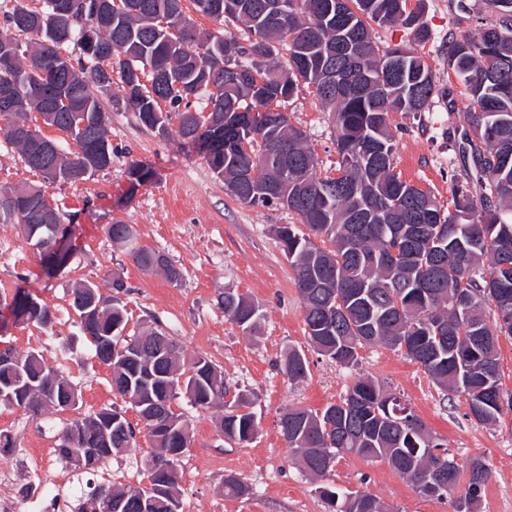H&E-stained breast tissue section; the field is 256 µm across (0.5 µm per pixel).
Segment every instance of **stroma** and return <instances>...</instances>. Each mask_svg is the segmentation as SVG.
<instances>
[{"label":"stroma","mask_w":512,"mask_h":512,"mask_svg":"<svg viewBox=\"0 0 512 512\" xmlns=\"http://www.w3.org/2000/svg\"><path fill=\"white\" fill-rule=\"evenodd\" d=\"M422 8L428 40L416 41L404 28H379L375 42L383 51L398 45L417 52L437 84L459 94L452 110L439 100L418 116L390 115L397 141L396 172L444 202L450 195L451 174L473 168L471 157L461 152L469 126L460 97L464 87L448 67V37L478 35L487 24L498 22L500 14L495 0H423ZM286 110L318 158V175H335L333 124L312 90L301 88ZM108 130L111 168L75 184L42 183L0 131V191L43 184L72 231L70 263L49 277L18 226L0 223V349L18 355L39 352L77 387L81 412L114 406L125 409L131 423H138L136 412L126 409L113 392L111 370L96 357L70 306L71 283L88 280L106 294L118 272L128 286L122 297L128 332L154 322L179 341L186 355L207 356L227 386L248 392L259 423L256 438L240 444L219 432L216 422L222 408L197 409L184 396L174 400L176 412L187 416L193 431L179 467L183 512H328L319 493L323 485L344 494L370 493L387 512H456L459 493L444 499L423 496L383 461L346 454L318 482L300 472L280 432L281 413L292 407L322 409L340 400L360 377L373 378L400 394L459 463L477 458L485 464L489 479L478 512H512L511 406H504L496 423L481 424L469 417L463 395L443 394L400 352L367 345L360 348L358 363L351 368L317 354L305 333L293 269L276 236L278 226L299 224V217L282 207L242 204L211 172L202 150L157 136L131 110L109 112ZM136 162L150 171L149 179L139 184L129 175ZM115 220L135 225L142 245L167 255L180 270V281L172 284L141 271L108 236L107 227ZM20 285L55 310L52 330L14 318L7 302ZM228 291L261 305L258 333H243L225 316L218 298ZM292 348L309 361L306 378L297 382L288 380L280 367L283 354ZM67 419V414L50 408L35 416L0 405V430L17 444L5 459L14 489L54 482L71 512H78L88 499L87 482L143 484L141 461L153 452L145 434L137 435L129 452L108 458L90 476L56 452ZM230 474L248 485L247 494L225 495L224 478Z\"/></svg>","instance_id":"obj_1"}]
</instances>
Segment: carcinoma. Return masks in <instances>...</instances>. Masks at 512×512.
Segmentation results:
<instances>
[{
	"label": "carcinoma",
	"instance_id": "obj_1",
	"mask_svg": "<svg viewBox=\"0 0 512 512\" xmlns=\"http://www.w3.org/2000/svg\"><path fill=\"white\" fill-rule=\"evenodd\" d=\"M0 10V50L14 52L8 72L16 88L10 103L6 138L26 166L50 182L78 183L112 166L107 112L92 92L112 94L105 71H118L122 95L111 108L130 109L142 126L157 135L188 145L204 141L211 130L199 118L202 110L222 120L234 110L256 113L253 124L224 130L232 139L256 143L254 154L237 150L211 151L209 168L224 181L238 201L250 206H283L300 217L312 234L325 236L333 248L317 247L291 224L276 230L283 254L294 270L302 299L305 333L314 350L345 367L358 364V351L378 343L406 353L421 365L438 388L464 395L470 417L493 424L503 409L497 358L498 339L512 336V162L495 161L512 150V0H495L502 20L484 27L472 38L454 37L448 48V67L465 86L470 125V148L475 172L454 184L448 203L432 193L416 194L411 183L395 172L396 138L389 114L418 115L429 111L434 98L448 100L451 89L436 85L432 70L415 52L393 48L402 66L388 68L373 41V26L403 27L414 39L429 37L422 10L408 9V0H237V11L215 13L209 0H193L195 10L219 25L221 34L201 36L186 16L183 0H132L135 12L116 13L107 0H87L101 8L56 18L57 0H44L40 10L25 0ZM35 34L33 43L20 37ZM78 46L79 55L60 52ZM323 69L345 80L341 95L315 92L332 115L336 171L343 177L317 175V159L304 133L288 115L271 108L310 86ZM155 71L154 91L140 75ZM253 71L257 80L240 82L235 74ZM204 104L199 109L197 103ZM169 109L164 110L161 104ZM37 112L46 125L65 133L76 149L40 151L48 141L18 139L13 126L23 125ZM479 197H474L472 185ZM42 189L23 185L0 192V223L17 224L43 262L62 269L54 244L66 233L59 209L39 206ZM421 212L440 216L435 224H418ZM112 242L124 247L145 273H160L171 282L180 270L166 255L141 245L133 225L115 220L107 229ZM410 241L412 257L386 261L396 238ZM106 296L90 281L71 284V306L98 359L112 371V390L137 413L140 427L115 407L78 415L62 431L58 454L77 468L92 469L102 460L127 451L137 433H145L160 452L145 459V475L169 490L141 505L142 490L90 487L97 512H108L110 501L122 500L120 512H182L177 492L178 463L191 445L190 421L171 412L167 421H151L156 403L184 394L197 409L224 405V377L203 355L186 357L163 330L146 325L137 336L126 335L128 316L120 295L127 292L119 273H113ZM340 295L343 307L336 326L325 324L331 298ZM224 315L248 334L256 333L261 316L248 296L231 292L220 299ZM494 316L486 318L485 307ZM17 317L44 329L55 313L19 287L12 298ZM154 379L146 382V368ZM305 355L292 349L281 362L289 380L308 373ZM0 404L35 414L45 407L74 411L79 393L58 368L39 353L30 352L12 364H0ZM353 400L351 413L332 403L320 411L290 408L279 423H288V447L299 466L317 480L324 476L321 461L355 454L388 463L416 485L436 461L440 449L453 459L424 423L399 421L395 412L408 410L403 398L387 392L370 378L353 383L342 403ZM343 425L341 434L326 440L325 425ZM224 437L249 443L257 421L249 397L224 412L217 424ZM112 492V500L102 497ZM321 494L329 512H383L369 493L342 495L331 489Z\"/></svg>",
	"mask_w": 512,
	"mask_h": 512
}]
</instances>
